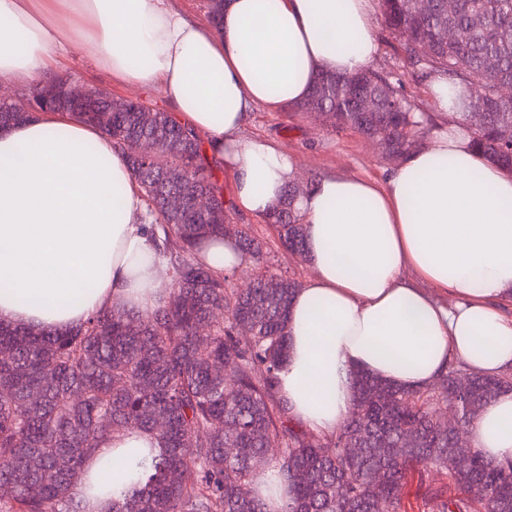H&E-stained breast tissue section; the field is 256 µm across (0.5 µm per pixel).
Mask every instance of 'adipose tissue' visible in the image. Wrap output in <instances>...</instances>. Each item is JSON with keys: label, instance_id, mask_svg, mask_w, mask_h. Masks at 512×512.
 Wrapping results in <instances>:
<instances>
[{"label": "adipose tissue", "instance_id": "obj_1", "mask_svg": "<svg viewBox=\"0 0 512 512\" xmlns=\"http://www.w3.org/2000/svg\"><path fill=\"white\" fill-rule=\"evenodd\" d=\"M372 14L371 0H224L213 29L169 0H0V86L44 80L79 45L112 79L161 90L208 161L232 169L237 207L262 219L299 166L279 144L242 137L250 111L301 102L319 72L366 68ZM297 206L314 275L292 300L279 373L295 419L319 433L341 426L354 369L421 389L453 357L485 376L512 368V174L467 132L439 126L382 184L322 176ZM145 208L126 155L71 113L1 132L0 321L53 330L103 307L155 308L169 290ZM470 438L487 459L512 458V391L483 408ZM156 445L138 431L114 436L87 475L115 492Z\"/></svg>", "mask_w": 512, "mask_h": 512}]
</instances>
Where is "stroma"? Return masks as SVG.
Masks as SVG:
<instances>
[{"mask_svg":"<svg viewBox=\"0 0 512 512\" xmlns=\"http://www.w3.org/2000/svg\"><path fill=\"white\" fill-rule=\"evenodd\" d=\"M375 36L378 50L370 62V69L390 74L400 92L414 102L420 111L434 114L436 107L429 91L427 77L412 74L401 54L395 35L387 27L383 16L375 18ZM58 74L78 82L111 92L113 98L137 97L160 111H170L171 106L161 91H147L111 80L108 73L85 57L78 47H70L67 57L57 68ZM243 137L262 136L280 144L299 162V186H306L324 173L362 176L377 181L385 180L398 160L389 156L371 140L350 129L317 117L310 112H299L284 107L272 112L255 108L242 131ZM215 173L224 187L228 221L232 224L250 225L268 252L274 272L297 281H305L311 274L305 263L280 247L277 232L265 220L237 211L233 204L234 179L232 173L216 167ZM455 487L446 471L432 465L417 467L403 491L405 512H432L435 497L450 495Z\"/></svg>","mask_w":512,"mask_h":512,"instance_id":"stroma-1","label":"stroma"}]
</instances>
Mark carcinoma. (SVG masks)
Returning a JSON list of instances; mask_svg holds the SVG:
<instances>
[{"label":"carcinoma","mask_w":512,"mask_h":512,"mask_svg":"<svg viewBox=\"0 0 512 512\" xmlns=\"http://www.w3.org/2000/svg\"><path fill=\"white\" fill-rule=\"evenodd\" d=\"M380 2L413 73L443 72L448 83L475 91L448 119L511 172L512 97L502 90L512 87V0H453L450 7L430 0L420 14L411 0ZM444 30L452 33L446 43ZM364 98L373 111H359ZM295 109L327 110L338 126L384 141L397 156L415 145L424 122L388 76L367 69L319 74ZM474 110L484 115L478 128L469 124ZM73 114L127 155L171 288L151 312L105 307L75 328L43 332L0 322V512H90L73 494L84 461L102 441L133 430L153 435L158 447L147 449L136 479L99 512H155L159 501L169 512H270L250 487L265 475L274 439L281 448L272 468L288 488L280 512H401L408 475L424 464L447 471L458 490L437 498L434 512H512V460L454 451L460 430L511 391V379L450 366L441 390H409L356 372L352 416L329 435L301 430L279 392L288 308L300 284L269 270L263 244L244 224L237 241L255 267L251 287H230L226 274L196 259L203 239L224 236L226 220L223 186L200 136L168 112H137L107 93L96 111ZM30 118L0 107L3 130ZM150 137L165 139L167 154L141 161L134 146ZM192 190L211 196L210 214L171 202ZM297 197L288 187L266 222L276 225L283 247L302 257ZM215 306L224 308V321H210ZM244 322L251 335L241 340L236 330ZM226 363L235 370L231 384L224 381ZM450 405L460 412L454 425ZM61 457L69 458L64 470L57 467ZM229 470L236 481L226 480Z\"/></svg>","instance_id":"1"}]
</instances>
